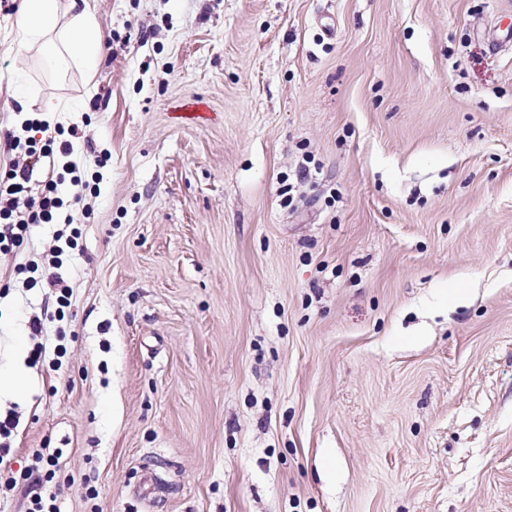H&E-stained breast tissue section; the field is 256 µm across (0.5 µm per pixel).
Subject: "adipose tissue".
<instances>
[{
    "label": "adipose tissue",
    "instance_id": "1",
    "mask_svg": "<svg viewBox=\"0 0 512 512\" xmlns=\"http://www.w3.org/2000/svg\"><path fill=\"white\" fill-rule=\"evenodd\" d=\"M18 42L38 49L51 62L81 68L93 76L101 40L90 0H22Z\"/></svg>",
    "mask_w": 512,
    "mask_h": 512
}]
</instances>
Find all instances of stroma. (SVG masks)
Instances as JSON below:
<instances>
[{
    "label": "stroma",
    "mask_w": 512,
    "mask_h": 512,
    "mask_svg": "<svg viewBox=\"0 0 512 512\" xmlns=\"http://www.w3.org/2000/svg\"><path fill=\"white\" fill-rule=\"evenodd\" d=\"M19 2L0 81L98 193L59 370L19 272L58 227L0 250L14 472L62 449L61 512H512V0H95L90 83Z\"/></svg>",
    "instance_id": "1"
}]
</instances>
